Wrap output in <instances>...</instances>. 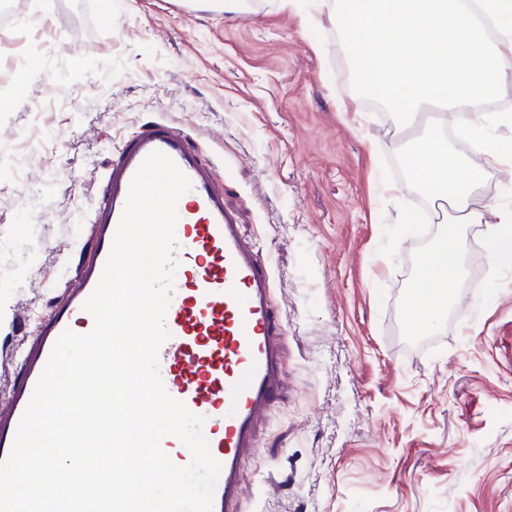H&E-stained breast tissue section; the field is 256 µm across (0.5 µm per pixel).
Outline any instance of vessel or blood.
I'll return each mask as SVG.
<instances>
[{
	"label": "vessel or blood",
	"mask_w": 512,
	"mask_h": 512,
	"mask_svg": "<svg viewBox=\"0 0 512 512\" xmlns=\"http://www.w3.org/2000/svg\"><path fill=\"white\" fill-rule=\"evenodd\" d=\"M154 151L170 157L191 182L177 209L178 267L165 318L169 337L158 353L160 374L170 396L205 416L204 435L221 465L212 512H230L243 492L245 451L255 447L256 425L282 387V318L269 300L270 264L244 239L184 130L167 122L143 123L111 151L95 204L93 247L78 284L53 307L20 355L9 407L0 411V460L10 453L59 336L67 329L84 334L94 326L83 304L102 275L131 181Z\"/></svg>",
	"instance_id": "obj_1"
}]
</instances>
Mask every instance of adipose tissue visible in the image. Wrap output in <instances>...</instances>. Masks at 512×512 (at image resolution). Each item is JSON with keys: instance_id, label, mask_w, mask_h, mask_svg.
I'll return each mask as SVG.
<instances>
[{"instance_id": "1", "label": "adipose tissue", "mask_w": 512, "mask_h": 512, "mask_svg": "<svg viewBox=\"0 0 512 512\" xmlns=\"http://www.w3.org/2000/svg\"><path fill=\"white\" fill-rule=\"evenodd\" d=\"M327 18L361 67L366 84L396 99L400 127H411L422 103L441 97L461 112L463 137L489 126L478 103L512 75V0H309ZM421 190L441 193L444 231L422 252L404 305L411 327L428 333L446 320L461 281V227L482 224L500 247L493 265H512V209L475 206L473 191L487 169L512 168V155L480 160L451 152L440 125L423 128L404 154Z\"/></svg>"}]
</instances>
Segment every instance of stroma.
I'll use <instances>...</instances> for the list:
<instances>
[{
  "mask_svg": "<svg viewBox=\"0 0 512 512\" xmlns=\"http://www.w3.org/2000/svg\"><path fill=\"white\" fill-rule=\"evenodd\" d=\"M0 28V408L17 353L92 247L114 143L180 126L272 266L285 383L234 512H512V271L474 268L435 331L410 328L416 248L441 232L389 110L341 74L328 21L277 0H8ZM396 185V193L385 184Z\"/></svg>",
  "mask_w": 512,
  "mask_h": 512,
  "instance_id": "obj_1",
  "label": "stroma"
}]
</instances>
